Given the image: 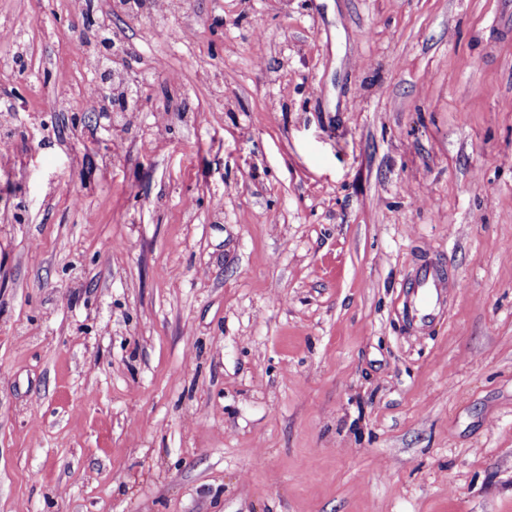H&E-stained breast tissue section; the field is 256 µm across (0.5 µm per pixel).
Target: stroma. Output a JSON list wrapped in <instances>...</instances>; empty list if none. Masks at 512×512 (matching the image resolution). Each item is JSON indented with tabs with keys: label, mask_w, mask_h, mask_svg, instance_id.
Here are the masks:
<instances>
[{
	"label": "stroma",
	"mask_w": 512,
	"mask_h": 512,
	"mask_svg": "<svg viewBox=\"0 0 512 512\" xmlns=\"http://www.w3.org/2000/svg\"><path fill=\"white\" fill-rule=\"evenodd\" d=\"M112 2L196 134L104 167L70 0H0V512H512V0ZM415 294L411 301V311L415 309L420 295L422 308L420 319L424 323L431 321L440 309L442 294L448 288V280L433 267L422 268L416 277Z\"/></svg>",
	"instance_id": "obj_1"
}]
</instances>
